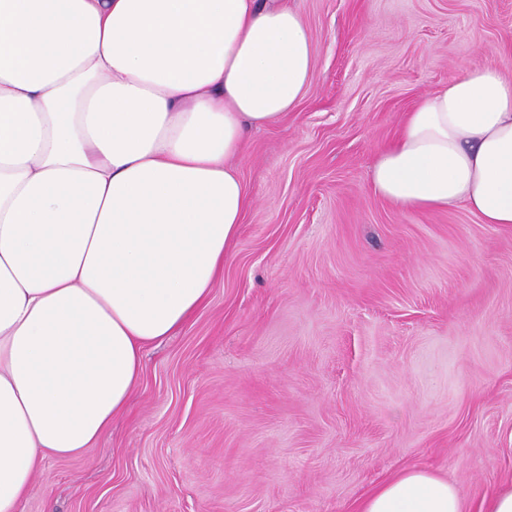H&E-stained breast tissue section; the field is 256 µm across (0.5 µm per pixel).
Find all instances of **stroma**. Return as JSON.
I'll use <instances>...</instances> for the list:
<instances>
[{
    "label": "stroma",
    "instance_id": "stroma-1",
    "mask_svg": "<svg viewBox=\"0 0 512 512\" xmlns=\"http://www.w3.org/2000/svg\"><path fill=\"white\" fill-rule=\"evenodd\" d=\"M314 78L247 134L224 277L145 347L126 415L21 512H357L406 469L512 487V225L403 211L370 172L461 71L512 78V0H288Z\"/></svg>",
    "mask_w": 512,
    "mask_h": 512
}]
</instances>
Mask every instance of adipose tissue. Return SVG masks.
I'll use <instances>...</instances> for the list:
<instances>
[{"instance_id":"adipose-tissue-1","label":"adipose tissue","mask_w":512,"mask_h":512,"mask_svg":"<svg viewBox=\"0 0 512 512\" xmlns=\"http://www.w3.org/2000/svg\"><path fill=\"white\" fill-rule=\"evenodd\" d=\"M313 76L282 0H0V512L125 414L144 346L206 303L250 205L247 133ZM371 183L404 210L512 225V79H449ZM359 512L466 508L411 469Z\"/></svg>"}]
</instances>
